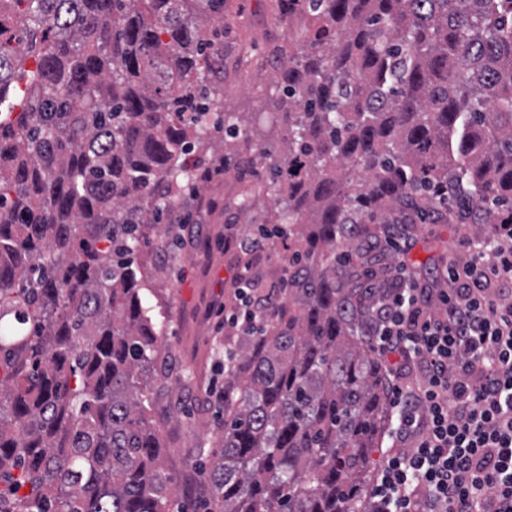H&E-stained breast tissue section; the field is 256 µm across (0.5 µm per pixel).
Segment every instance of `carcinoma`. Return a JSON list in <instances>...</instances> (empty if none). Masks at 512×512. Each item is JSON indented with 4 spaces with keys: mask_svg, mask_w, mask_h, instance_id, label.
<instances>
[{
    "mask_svg": "<svg viewBox=\"0 0 512 512\" xmlns=\"http://www.w3.org/2000/svg\"><path fill=\"white\" fill-rule=\"evenodd\" d=\"M275 150L223 99L224 0H0V512H168L151 400L157 336L131 255L216 135L277 210L288 288L225 338L222 512H360L390 387L363 338L375 277L336 255L383 207L448 195L512 225V0H278ZM35 62L24 104L13 83Z\"/></svg>",
    "mask_w": 512,
    "mask_h": 512,
    "instance_id": "cac0c4a2",
    "label": "carcinoma"
}]
</instances>
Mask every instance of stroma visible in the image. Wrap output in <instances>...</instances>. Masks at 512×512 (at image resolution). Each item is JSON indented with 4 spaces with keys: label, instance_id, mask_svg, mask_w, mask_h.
Listing matches in <instances>:
<instances>
[{
    "label": "stroma",
    "instance_id": "1",
    "mask_svg": "<svg viewBox=\"0 0 512 512\" xmlns=\"http://www.w3.org/2000/svg\"><path fill=\"white\" fill-rule=\"evenodd\" d=\"M275 4L227 0L223 18L214 23L219 30L232 25L248 52L247 63L226 73L219 85L225 111L237 113L244 123L265 107L261 90L274 73L269 49L301 32ZM222 151L217 142L202 151L212 177L196 193L181 192L159 222L145 225L134 255L144 284L142 301L159 334L156 359L139 374L138 387L154 401L160 466L170 479V512H205L209 498L205 460L220 435L211 392L224 381L216 371V352L228 333L224 311L235 301L232 277L240 266L238 248L225 246L224 240L249 234L274 206L265 197L246 215L228 208V199L250 177L221 172ZM479 230V225L449 220L446 207H437L426 223L409 226L415 245L405 261L417 276L435 277L457 252L459 240Z\"/></svg>",
    "mask_w": 512,
    "mask_h": 512
}]
</instances>
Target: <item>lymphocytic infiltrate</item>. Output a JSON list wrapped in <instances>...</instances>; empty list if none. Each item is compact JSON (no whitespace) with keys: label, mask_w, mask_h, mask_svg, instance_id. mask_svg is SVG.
Masks as SVG:
<instances>
[{"label":"lymphocytic infiltrate","mask_w":512,"mask_h":512,"mask_svg":"<svg viewBox=\"0 0 512 512\" xmlns=\"http://www.w3.org/2000/svg\"><path fill=\"white\" fill-rule=\"evenodd\" d=\"M397 287L371 306L364 334L386 366L415 367L394 384L393 442L364 512H512V226L466 237L463 257L425 285L404 257L413 240L387 225ZM237 305L224 324L247 334L262 319L250 270L236 276Z\"/></svg>","instance_id":"lymphocytic-infiltrate-1"}]
</instances>
